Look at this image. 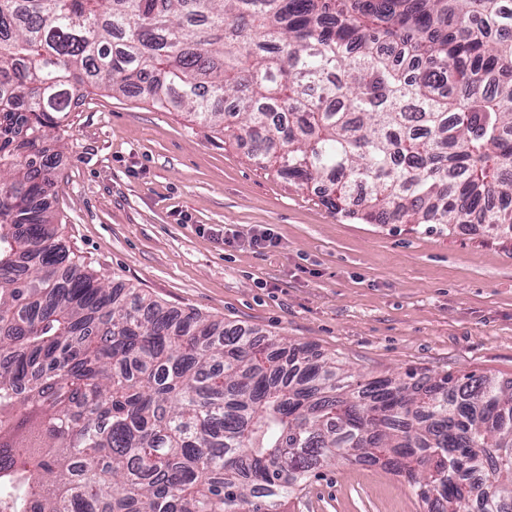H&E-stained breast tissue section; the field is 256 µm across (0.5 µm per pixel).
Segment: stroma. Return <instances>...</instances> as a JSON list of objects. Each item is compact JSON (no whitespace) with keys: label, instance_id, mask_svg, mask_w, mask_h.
I'll list each match as a JSON object with an SVG mask.
<instances>
[{"label":"stroma","instance_id":"stroma-1","mask_svg":"<svg viewBox=\"0 0 512 512\" xmlns=\"http://www.w3.org/2000/svg\"><path fill=\"white\" fill-rule=\"evenodd\" d=\"M52 208L112 284L171 311L257 329L366 378L512 380V239L473 224H362L249 157L250 145L157 109L149 92L83 91L57 131ZM269 235L264 247L254 240ZM288 512H423L378 466L315 471Z\"/></svg>","mask_w":512,"mask_h":512}]
</instances>
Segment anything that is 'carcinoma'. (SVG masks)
<instances>
[{"instance_id":"carcinoma-1","label":"carcinoma","mask_w":512,"mask_h":512,"mask_svg":"<svg viewBox=\"0 0 512 512\" xmlns=\"http://www.w3.org/2000/svg\"><path fill=\"white\" fill-rule=\"evenodd\" d=\"M144 83L350 219L512 235V0H0L13 512H284L338 460L426 512H512V381L366 379L83 267L46 142L80 91Z\"/></svg>"}]
</instances>
